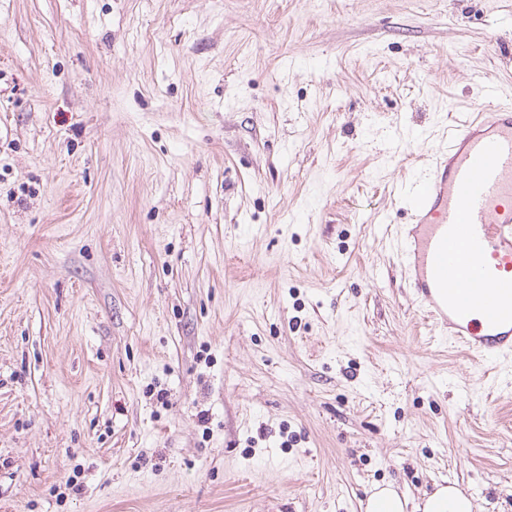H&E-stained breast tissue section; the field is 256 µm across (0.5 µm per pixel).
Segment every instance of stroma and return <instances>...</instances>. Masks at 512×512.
I'll use <instances>...</instances> for the list:
<instances>
[{"label": "stroma", "mask_w": 512, "mask_h": 512, "mask_svg": "<svg viewBox=\"0 0 512 512\" xmlns=\"http://www.w3.org/2000/svg\"><path fill=\"white\" fill-rule=\"evenodd\" d=\"M491 85L512 0H0V512H512L389 239ZM407 507L408 499L389 484L368 498L364 512H407ZM475 505L470 496L457 486L435 485L432 493L422 497L412 512H473Z\"/></svg>", "instance_id": "stroma-1"}]
</instances>
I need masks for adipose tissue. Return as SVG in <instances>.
<instances>
[{"mask_svg": "<svg viewBox=\"0 0 512 512\" xmlns=\"http://www.w3.org/2000/svg\"><path fill=\"white\" fill-rule=\"evenodd\" d=\"M474 509L472 498L452 484L436 485L432 493L413 505L387 485L372 494L364 507L365 512H474Z\"/></svg>", "mask_w": 512, "mask_h": 512, "instance_id": "obj_1", "label": "adipose tissue"}]
</instances>
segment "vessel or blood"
<instances>
[{
  "mask_svg": "<svg viewBox=\"0 0 512 512\" xmlns=\"http://www.w3.org/2000/svg\"><path fill=\"white\" fill-rule=\"evenodd\" d=\"M452 125L423 179L397 256L423 318L472 357L512 369V103Z\"/></svg>",
  "mask_w": 512,
  "mask_h": 512,
  "instance_id": "1",
  "label": "vessel or blood"
}]
</instances>
